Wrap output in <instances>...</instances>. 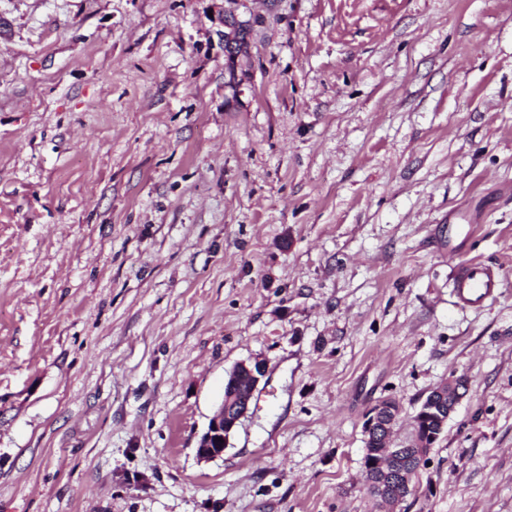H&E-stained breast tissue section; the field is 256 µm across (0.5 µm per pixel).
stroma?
I'll list each match as a JSON object with an SVG mask.
<instances>
[{"label": "stroma", "mask_w": 512, "mask_h": 512, "mask_svg": "<svg viewBox=\"0 0 512 512\" xmlns=\"http://www.w3.org/2000/svg\"><path fill=\"white\" fill-rule=\"evenodd\" d=\"M223 6L231 71L211 0H0V512H377L370 411L454 375L394 512H512V0ZM209 20L213 25H216L217 33L220 36V40L224 47V60L225 65L230 62H236L237 53H239L241 46L247 45V37L250 33V26L247 22L239 21V26L234 23L232 17L224 12V7L216 6V9L212 12V16H209ZM238 27V51L236 53L235 45V31ZM222 28V29H221ZM230 57V59H229ZM454 296L463 308H482L494 302L503 286L501 275L482 262L466 261L452 268ZM240 364L243 373H247L255 380L250 396L244 405H241V402H239L240 405H232L231 397L228 398L225 404L223 398L218 409L210 417L206 431L198 441L197 455L201 460H212L223 456L230 435L237 427L241 418L248 412L253 393L260 379L265 376L266 367L261 360L249 363L242 362ZM219 438H222V441H219Z\"/></svg>", "instance_id": "1"}]
</instances>
